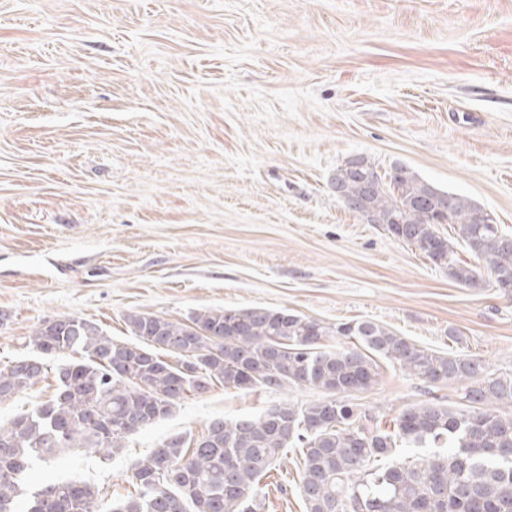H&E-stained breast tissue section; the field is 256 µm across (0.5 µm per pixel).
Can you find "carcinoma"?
Returning <instances> with one entry per match:
<instances>
[{"instance_id":"obj_1","label":"carcinoma","mask_w":512,"mask_h":512,"mask_svg":"<svg viewBox=\"0 0 512 512\" xmlns=\"http://www.w3.org/2000/svg\"><path fill=\"white\" fill-rule=\"evenodd\" d=\"M334 185L458 285L479 275L512 281V234L465 197L406 168L382 176L367 161L357 170L338 168ZM460 244L473 262L459 257ZM127 323L136 345L90 321L58 316L28 337L38 356L0 368L1 402L46 373L42 357L81 351L80 360L57 367L50 400L0 423V512H101L100 489L89 482L30 490L38 463L75 448L113 454L129 435L214 382L306 386L323 396L215 420L190 448L181 435L167 438L135 464L136 496L113 503L111 512H255L258 484L286 448L302 455L305 512H512V415L492 409L512 403V374L441 355L369 320L328 327L257 307L205 311L189 325L145 313L127 315ZM191 327L200 338L189 337ZM325 336L341 342L328 350ZM378 357L424 381L464 383L462 403L410 406L392 429L381 428L377 414L348 402L376 385ZM401 448L433 452L397 461Z\"/></svg>"}]
</instances>
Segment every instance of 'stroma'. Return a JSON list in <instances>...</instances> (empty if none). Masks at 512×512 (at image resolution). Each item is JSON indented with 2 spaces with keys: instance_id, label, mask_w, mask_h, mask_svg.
<instances>
[{
  "instance_id": "35a3bbf8",
  "label": "stroma",
  "mask_w": 512,
  "mask_h": 512,
  "mask_svg": "<svg viewBox=\"0 0 512 512\" xmlns=\"http://www.w3.org/2000/svg\"><path fill=\"white\" fill-rule=\"evenodd\" d=\"M354 158L512 233V0H0V367L63 314L130 343L134 312L263 307L512 372V296L456 284L350 210L332 178ZM378 372L350 401L384 420L461 401V383ZM55 389L41 377L0 422ZM320 396L216 383L115 454L46 470L97 484L110 512L164 439ZM297 462L262 478L258 512H305Z\"/></svg>"
}]
</instances>
